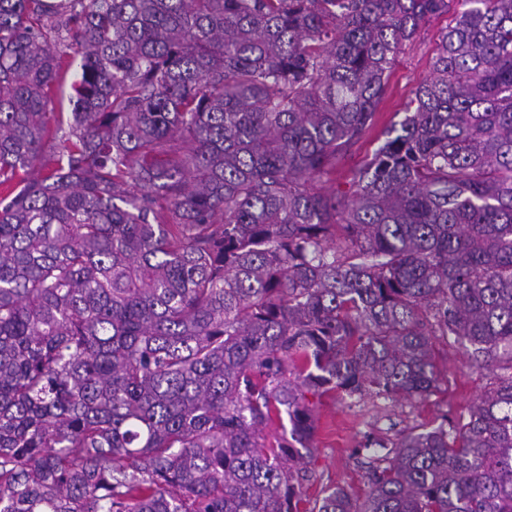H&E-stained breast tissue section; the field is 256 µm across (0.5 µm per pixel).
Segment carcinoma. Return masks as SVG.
<instances>
[{"label": "carcinoma", "instance_id": "cac0c4a2", "mask_svg": "<svg viewBox=\"0 0 512 512\" xmlns=\"http://www.w3.org/2000/svg\"><path fill=\"white\" fill-rule=\"evenodd\" d=\"M0 189V512H301L306 394L424 397L448 336L469 420L309 512H512V0H0ZM450 21L449 16L427 20L417 37L406 43L391 68L385 97L378 106V121L370 134L353 149L346 163L336 169V181L323 183L326 190L348 188L351 173L367 161L375 150L382 146L388 137V129L399 123L405 116L406 105L414 97L412 91L429 79L432 74V61L441 30ZM64 78L56 88L53 107L55 112H70V96L72 95V84L80 75V57L73 53V50H66Z\"/></svg>", "mask_w": 512, "mask_h": 512}]
</instances>
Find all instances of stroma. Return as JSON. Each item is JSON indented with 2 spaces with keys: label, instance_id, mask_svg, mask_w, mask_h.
Returning a JSON list of instances; mask_svg holds the SVG:
<instances>
[{
  "label": "stroma",
  "instance_id": "35a3bbf8",
  "mask_svg": "<svg viewBox=\"0 0 512 512\" xmlns=\"http://www.w3.org/2000/svg\"><path fill=\"white\" fill-rule=\"evenodd\" d=\"M448 17L427 20L417 37L407 43L391 68L378 121L336 170L335 185L346 188L351 173L367 161L388 138V129L400 123L415 88L429 79L441 30ZM438 382L423 399L388 400L371 396H325L315 400L318 432L309 465L310 479L302 485L307 499L322 498L327 489L342 486L356 494L367 490L366 470L379 455V441L393 442L413 428L427 430L467 420L493 381L491 373L472 367L465 348L451 340L436 342Z\"/></svg>",
  "mask_w": 512,
  "mask_h": 512
}]
</instances>
